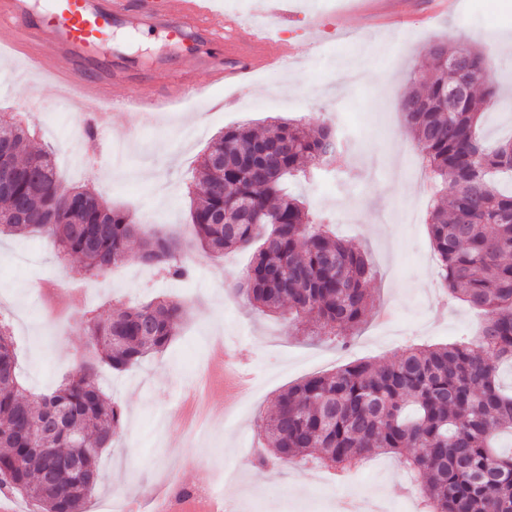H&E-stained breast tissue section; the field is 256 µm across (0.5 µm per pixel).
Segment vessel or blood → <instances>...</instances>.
<instances>
[{
  "instance_id": "b4317fda",
  "label": "vessel or blood",
  "mask_w": 512,
  "mask_h": 512,
  "mask_svg": "<svg viewBox=\"0 0 512 512\" xmlns=\"http://www.w3.org/2000/svg\"><path fill=\"white\" fill-rule=\"evenodd\" d=\"M216 2L48 0L38 11L33 0H0V52L25 60L38 75L37 99H64L79 114L113 109L150 119L169 111L175 101L202 97L205 86L181 83L173 94L160 97L125 81L101 60V50L116 30H160L186 45L226 38V50L241 72L263 69L287 56L274 30L265 26L256 27L248 43H240L237 22ZM259 10L282 25L293 17L289 0H259Z\"/></svg>"
}]
</instances>
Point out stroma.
<instances>
[{
    "mask_svg": "<svg viewBox=\"0 0 512 512\" xmlns=\"http://www.w3.org/2000/svg\"><path fill=\"white\" fill-rule=\"evenodd\" d=\"M412 2L407 19L389 23L361 13L357 0H334L329 11L322 0H298L297 16L280 30L292 49V67L255 74L239 87L213 81L164 33L129 38L131 58L119 64L124 76L148 80L162 93L177 72L210 83L209 95L149 122L107 112L94 140L75 113L32 107V85L15 77L18 62L0 59V112L34 126L37 147L56 155L63 185L89 186L146 231L161 229L184 240L191 237L188 187L216 134L239 124L261 128L278 118L330 124L341 138L344 163L313 180L290 182L289 189L325 216L339 239L364 253L375 271L367 284L373 312L343 345L303 336L287 314H259L235 296L251 258L247 252L216 258L195 251L186 282L156 278L152 269L130 262L93 279L86 290L77 263L59 262L44 239L0 238V309L12 314L22 380L32 395L58 386L85 357L83 311L108 313L155 298L186 307L178 334L163 351L126 372H98V384L121 404L124 424L101 452L103 482L88 503L92 510L106 501L145 498L169 481L182 490L204 487L235 459L242 466L240 512H336L337 500L358 492L383 499L389 512H418L394 454L368 456L342 483L312 462L276 473L256 461L257 420L289 386L351 362H383L411 346L446 344L478 327L477 313L447 301L437 288L427 226L431 184L403 127L400 101L409 70L438 40L485 48L502 98L512 99V0H460L442 13L434 0ZM215 339L245 357L253 381L240 397L220 385L208 390L213 427L192 442L183 400L203 377L221 373L210 353Z\"/></svg>",
    "mask_w": 512,
    "mask_h": 512,
    "instance_id": "obj_1",
    "label": "stroma"
}]
</instances>
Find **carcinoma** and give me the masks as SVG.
Wrapping results in <instances>:
<instances>
[{
  "label": "carcinoma",
  "instance_id": "1",
  "mask_svg": "<svg viewBox=\"0 0 512 512\" xmlns=\"http://www.w3.org/2000/svg\"><path fill=\"white\" fill-rule=\"evenodd\" d=\"M467 54L487 75L482 96L448 103V61ZM401 103L405 128L427 162L438 199L429 211L439 277L448 297L484 313L477 337L411 347L384 364L352 362L289 387L258 428L259 463L279 470L310 461L342 479L368 453L405 454L422 512H512V139L491 143L480 122L496 96L490 56L467 43L433 42L415 63ZM35 132L0 113V235L46 238L80 273L98 277L130 259L181 279L191 271L182 245L147 234L128 213L81 188H61L51 152L33 147ZM340 143L327 126L311 132L276 122L263 133L229 128L214 138L197 172L190 210L197 246L211 256L254 248L235 293L263 314L288 309L304 336L345 342L368 316L365 255L336 238L324 219L286 190L334 162ZM452 188V193L444 190ZM185 316L182 303L153 300L108 314L83 315L92 347L56 389L26 394L11 325L0 317L1 489L38 497L40 512H87L99 475V453L123 428L119 405L95 383L98 364L125 371L161 351ZM52 457H81L84 472L43 479Z\"/></svg>",
  "mask_w": 512,
  "mask_h": 512
}]
</instances>
